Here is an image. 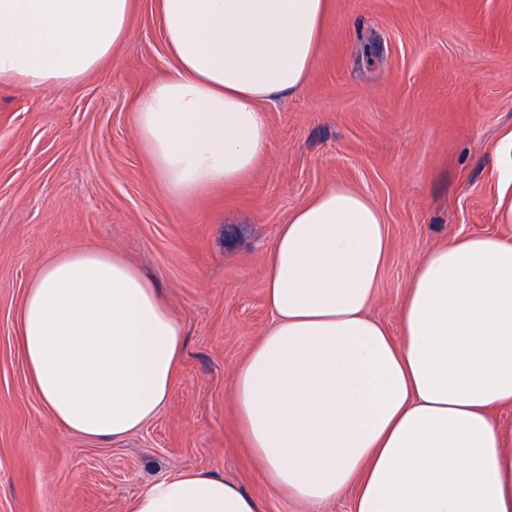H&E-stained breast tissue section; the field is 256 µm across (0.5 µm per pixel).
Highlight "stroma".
I'll return each mask as SVG.
<instances>
[{
    "mask_svg": "<svg viewBox=\"0 0 512 512\" xmlns=\"http://www.w3.org/2000/svg\"><path fill=\"white\" fill-rule=\"evenodd\" d=\"M166 69L157 0H134L111 61L64 89L0 86V512H126L157 477L198 469L267 512H352L272 492L244 452L234 372L271 320L265 262L279 226L337 184L370 198L391 249L369 309L397 325L416 261L489 234L512 191V0H332L305 86L266 104L270 146L239 186L182 204L157 180L132 106ZM120 254L182 321L167 405L138 432L90 440L41 402L19 343L21 302L63 249Z\"/></svg>",
    "mask_w": 512,
    "mask_h": 512,
    "instance_id": "stroma-1",
    "label": "stroma"
}]
</instances>
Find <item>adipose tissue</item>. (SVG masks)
I'll return each mask as SVG.
<instances>
[{
    "instance_id": "obj_1",
    "label": "adipose tissue",
    "mask_w": 512,
    "mask_h": 512,
    "mask_svg": "<svg viewBox=\"0 0 512 512\" xmlns=\"http://www.w3.org/2000/svg\"><path fill=\"white\" fill-rule=\"evenodd\" d=\"M133 0H0V85L60 89L111 60ZM330 0H158L168 72L133 111L177 202L250 176L269 150L263 103L300 91ZM390 248L381 210L345 185L280 225L266 258L271 324L232 380L235 418L267 486L353 512H512V240L471 235L415 265L390 331L368 316ZM21 349L54 419L120 440L166 405L184 329L159 288L103 249L33 276ZM127 512H266L235 481L163 476Z\"/></svg>"
}]
</instances>
